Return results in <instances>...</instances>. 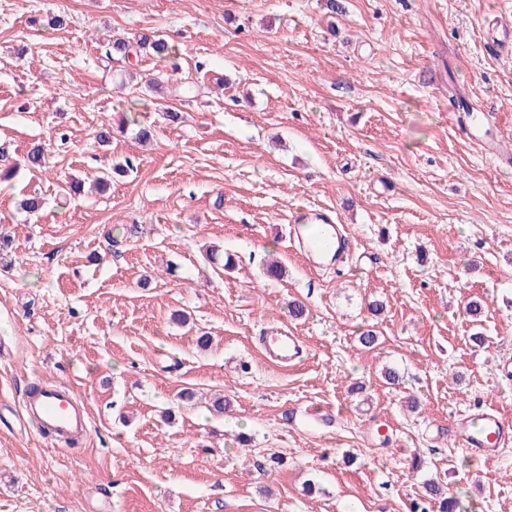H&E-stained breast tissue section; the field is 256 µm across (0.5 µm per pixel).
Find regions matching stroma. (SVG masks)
I'll use <instances>...</instances> for the list:
<instances>
[{"instance_id":"stroma-1","label":"stroma","mask_w":512,"mask_h":512,"mask_svg":"<svg viewBox=\"0 0 512 512\" xmlns=\"http://www.w3.org/2000/svg\"><path fill=\"white\" fill-rule=\"evenodd\" d=\"M340 2L0 0V512H439L431 480L512 512V448L473 462L448 433L478 405L512 420V51L492 47L512 0ZM157 32L172 54L109 52ZM67 181L84 190L61 207ZM314 207L354 241L343 273L290 246ZM279 323L296 366L261 354ZM38 379L87 409L69 449L18 417Z\"/></svg>"}]
</instances>
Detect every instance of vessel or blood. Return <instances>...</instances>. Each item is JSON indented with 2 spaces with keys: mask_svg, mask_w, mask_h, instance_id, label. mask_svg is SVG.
Instances as JSON below:
<instances>
[{
  "mask_svg": "<svg viewBox=\"0 0 512 512\" xmlns=\"http://www.w3.org/2000/svg\"><path fill=\"white\" fill-rule=\"evenodd\" d=\"M289 224L290 236L303 252L315 254L332 249L336 263H343L345 238L329 213L311 215L299 211L291 216ZM261 345L264 358L282 367L297 365L303 358L300 337L282 326L266 330ZM36 387L35 394L24 396L21 416L38 419L53 439L88 435L90 419L72 389L45 381L37 382ZM450 431L458 447L483 461L495 458L499 449L512 445V424L491 407L459 414Z\"/></svg>",
  "mask_w": 512,
  "mask_h": 512,
  "instance_id": "b4317fda",
  "label": "vessel or blood"
}]
</instances>
